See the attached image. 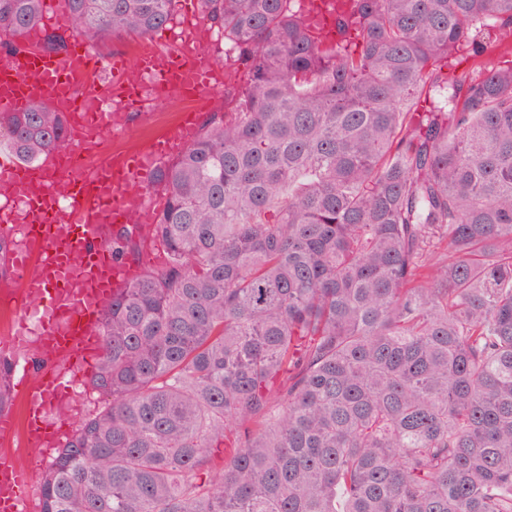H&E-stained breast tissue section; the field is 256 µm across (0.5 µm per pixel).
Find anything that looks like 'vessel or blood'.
Here are the masks:
<instances>
[{"label":"vessel or blood","instance_id":"1","mask_svg":"<svg viewBox=\"0 0 512 512\" xmlns=\"http://www.w3.org/2000/svg\"><path fill=\"white\" fill-rule=\"evenodd\" d=\"M348 0H308L305 25L326 43H340L336 22L348 15ZM44 32L33 28L24 36L26 57L0 69V111L23 110L35 100L57 104L72 98L66 80L67 59L43 48ZM80 55L89 77L81 92L103 100L104 105L73 125L64 146L51 152L41 166L28 168L16 162L0 164L13 185L31 186L24 198L27 221H16L13 209L0 210V228L20 235L25 249L13 266L22 286L19 311L35 302L44 309L40 320L41 366L27 395V439L36 447L54 449L67 432L47 419L49 407L71 397V381L91 375L101 351L96 329L113 297L139 276L145 260L159 245L155 225L149 224L151 206L142 186L161 161L175 157L199 134L196 121L167 128L143 151L119 162L96 154L84 136L88 125L121 136L130 112L150 120L153 104L186 94L212 97L214 79L220 75L212 59L190 57L181 44L165 50L147 44L136 63L113 58L112 78L98 82L94 74L102 61L88 48ZM84 154L81 176H74L65 160ZM69 184L65 200L57 188ZM31 474L13 463L0 464V512H24L22 493Z\"/></svg>","mask_w":512,"mask_h":512}]
</instances>
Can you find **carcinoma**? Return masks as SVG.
I'll use <instances>...</instances> for the list:
<instances>
[{
  "instance_id": "1",
  "label": "carcinoma",
  "mask_w": 512,
  "mask_h": 512,
  "mask_svg": "<svg viewBox=\"0 0 512 512\" xmlns=\"http://www.w3.org/2000/svg\"><path fill=\"white\" fill-rule=\"evenodd\" d=\"M47 48L146 37L178 0H63ZM292 0H200L247 68L152 188L166 261L112 299L39 512H512V68L437 62L512 0H351L359 51ZM42 0H0V48ZM45 102L0 149L60 146ZM0 356V413L13 400Z\"/></svg>"
}]
</instances>
